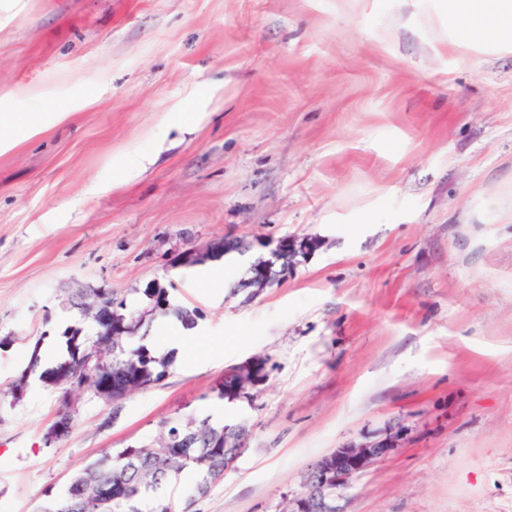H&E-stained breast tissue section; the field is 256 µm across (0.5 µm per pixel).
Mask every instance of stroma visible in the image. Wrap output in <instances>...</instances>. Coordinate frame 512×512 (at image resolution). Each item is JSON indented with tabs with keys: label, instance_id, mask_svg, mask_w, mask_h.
<instances>
[{
	"label": "stroma",
	"instance_id": "1",
	"mask_svg": "<svg viewBox=\"0 0 512 512\" xmlns=\"http://www.w3.org/2000/svg\"><path fill=\"white\" fill-rule=\"evenodd\" d=\"M0 512H39L102 455L202 419L244 450L190 512H282L323 456L390 439L341 512H512V48L449 34L440 0H0ZM323 245L233 292L181 253ZM164 379L119 407L26 374L105 288L151 284ZM266 381L218 399L226 370ZM19 401L7 390L20 376ZM263 244L275 243L273 258L280 267L279 274L273 275L267 268L254 269L245 280V287L251 289V295H257L275 281L287 276L298 264V257L305 258L321 247V240L309 236H288L276 241L266 240ZM261 365L265 366V364L261 360L251 359L249 361H246V362L240 364L237 367L229 369L228 371L225 372L224 376L232 378L233 369H237V368H242L243 369L242 373L249 374V376H250V375L254 374L256 369ZM264 379L265 378H260V379L256 380L255 382H253L252 386L241 388L239 385L235 384V379L232 378L229 381L228 379L225 378L224 384L222 386L224 390H222V391L219 390L218 397L221 400H227V402H230V403L235 400H238L242 397H247L246 395L249 394L248 390L257 386ZM237 386L239 389H237Z\"/></svg>",
	"mask_w": 512,
	"mask_h": 512
}]
</instances>
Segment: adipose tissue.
<instances>
[{
	"mask_svg": "<svg viewBox=\"0 0 512 512\" xmlns=\"http://www.w3.org/2000/svg\"><path fill=\"white\" fill-rule=\"evenodd\" d=\"M444 11L449 30L460 38L479 32L512 44V0H445Z\"/></svg>",
	"mask_w": 512,
	"mask_h": 512,
	"instance_id": "1",
	"label": "adipose tissue"
}]
</instances>
